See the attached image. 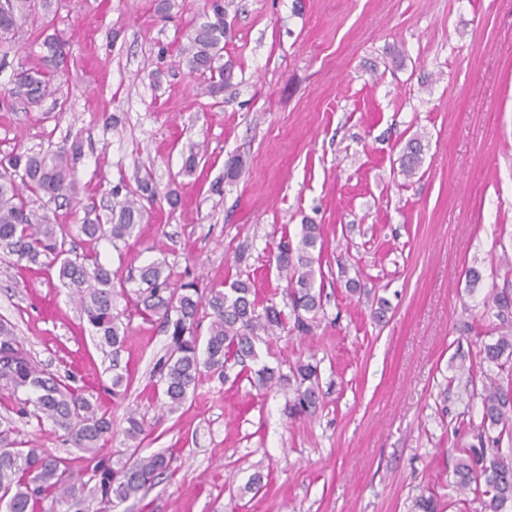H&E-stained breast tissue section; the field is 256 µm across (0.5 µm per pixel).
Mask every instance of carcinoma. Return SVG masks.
Masks as SVG:
<instances>
[{"instance_id": "obj_1", "label": "carcinoma", "mask_w": 512, "mask_h": 512, "mask_svg": "<svg viewBox=\"0 0 512 512\" xmlns=\"http://www.w3.org/2000/svg\"><path fill=\"white\" fill-rule=\"evenodd\" d=\"M42 0H0V50L7 51L18 30L28 25L36 30L50 26L40 10ZM189 38L183 50L192 73L207 78L211 92L230 82L231 70L215 66L222 57L224 39L231 26L221 0H211L210 10ZM40 64L22 68L13 86L0 96V105L11 108L19 102L39 107L51 95L57 78L67 65L64 45L47 35L42 41ZM422 144L410 139L402 150L399 173L412 180L422 164ZM80 154L74 141L69 148L37 153L9 154L0 159V253L15 257L14 265L38 266L54 275L78 302L91 332L112 347L113 354L124 345L125 328L114 313L113 301L126 294V284L135 283L134 306L146 320L156 318L170 338L166 355L156 367L162 395L170 411L178 409L196 391L206 375L228 378L238 366L239 373L258 389L277 384L293 393L288 414L294 418L312 415L321 403L318 366L297 362L285 373L281 368L259 364L258 344L287 329L308 335L322 310V291L316 286L322 249L320 225H302L298 243L283 236L278 244L276 266L285 278L288 300L283 310L271 301L258 300L250 279L238 278L227 288L200 287L199 282H181L166 263L150 262L128 272L103 264L97 253H77L67 247L70 225L57 222V211L78 210L82 205L72 174ZM158 191L146 175L138 182L133 197L112 192L110 214L85 217L77 230L95 240L106 238L113 248L137 235L143 216L141 199L155 201ZM54 208H49V205ZM499 336L494 343L476 351L468 367L462 368L472 396L481 398L480 420L462 415L457 430L472 433L479 446L457 448L454 467L456 486L482 501L484 512H506L512 504V462L501 454L503 439L512 441V289L494 290L490 296ZM209 319L208 334L200 341L198 327ZM493 364L494 375L484 370ZM71 377L61 378L39 367L12 325L0 321V512H117L121 504L156 484L162 476L174 474L173 458L164 453L143 455L141 442L152 427L145 416L135 412L126 417L123 434L132 451L121 467L103 452L112 439V417L98 398L73 385ZM50 423L65 443L83 453L85 481L76 480L68 459L52 456L41 448H27L12 438V416ZM496 435H491L492 431Z\"/></svg>"}]
</instances>
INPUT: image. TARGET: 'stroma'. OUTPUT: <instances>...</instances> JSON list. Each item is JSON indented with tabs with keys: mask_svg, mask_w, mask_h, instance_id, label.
I'll list each match as a JSON object with an SVG mask.
<instances>
[{
	"mask_svg": "<svg viewBox=\"0 0 512 512\" xmlns=\"http://www.w3.org/2000/svg\"><path fill=\"white\" fill-rule=\"evenodd\" d=\"M157 3L51 0L67 70L41 107H0V156L80 142V197L101 210L114 186L151 176L177 206L147 207L120 249L77 233L75 250L115 269L163 261L209 286L247 276L281 307L279 238L320 225L314 329L281 333L260 357L317 363L323 403L293 419L279 386L214 376L160 413L154 367L169 338L158 321L117 296L129 338L113 354L58 279L0 262V317L32 359L96 395L120 362L116 427L145 414L144 453L177 459L123 512H415L429 493L441 512H483L454 485L455 450L473 442L455 424L481 408L459 367L497 338L484 301L512 288V0H224L232 79L215 95L181 62L205 0ZM41 41L26 28L0 54V93L38 64ZM414 137L423 164L407 182L398 158ZM257 472L263 488L246 491Z\"/></svg>",
	"mask_w": 512,
	"mask_h": 512,
	"instance_id": "1",
	"label": "stroma"
}]
</instances>
